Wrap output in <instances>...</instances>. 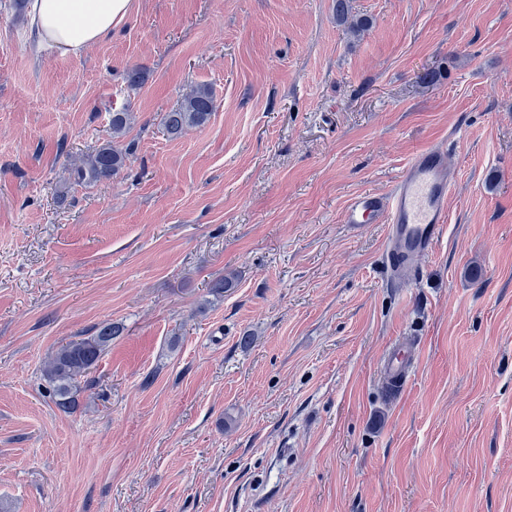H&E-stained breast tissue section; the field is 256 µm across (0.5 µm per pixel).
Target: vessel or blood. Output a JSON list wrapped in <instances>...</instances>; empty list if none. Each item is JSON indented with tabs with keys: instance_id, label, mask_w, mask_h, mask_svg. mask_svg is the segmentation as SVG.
<instances>
[{
	"instance_id": "vessel-or-blood-1",
	"label": "vessel or blood",
	"mask_w": 512,
	"mask_h": 512,
	"mask_svg": "<svg viewBox=\"0 0 512 512\" xmlns=\"http://www.w3.org/2000/svg\"><path fill=\"white\" fill-rule=\"evenodd\" d=\"M453 189L444 148L433 145L416 154L388 195H359L345 207L346 224H381L386 228V263L399 285L416 283L418 260L429 253L446 232L447 200ZM386 393L398 397L410 368L401 351L389 353L383 365Z\"/></svg>"
}]
</instances>
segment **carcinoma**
<instances>
[{
	"instance_id": "obj_1",
	"label": "carcinoma",
	"mask_w": 512,
	"mask_h": 512,
	"mask_svg": "<svg viewBox=\"0 0 512 512\" xmlns=\"http://www.w3.org/2000/svg\"><path fill=\"white\" fill-rule=\"evenodd\" d=\"M336 21L349 24L359 33L370 26L364 17L351 14L350 0H336ZM215 109L212 92L205 86H194L183 95L175 109L166 113L164 126L174 138L187 129L204 124ZM134 113L121 109L112 113L109 123L111 139L74 163L71 175L79 183H95L116 177L127 166L135 153V143L125 141L126 133L134 122ZM119 336L114 325L101 327L97 334L61 347L45 364V374L54 384V396L58 406L76 409L78 379L98 362L105 348Z\"/></svg>"
}]
</instances>
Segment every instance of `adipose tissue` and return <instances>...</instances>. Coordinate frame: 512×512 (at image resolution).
<instances>
[{
	"mask_svg": "<svg viewBox=\"0 0 512 512\" xmlns=\"http://www.w3.org/2000/svg\"><path fill=\"white\" fill-rule=\"evenodd\" d=\"M131 0H30L29 25L41 45L77 57L118 28Z\"/></svg>",
	"mask_w": 512,
	"mask_h": 512,
	"instance_id": "ef3b65f1",
	"label": "adipose tissue"
}]
</instances>
